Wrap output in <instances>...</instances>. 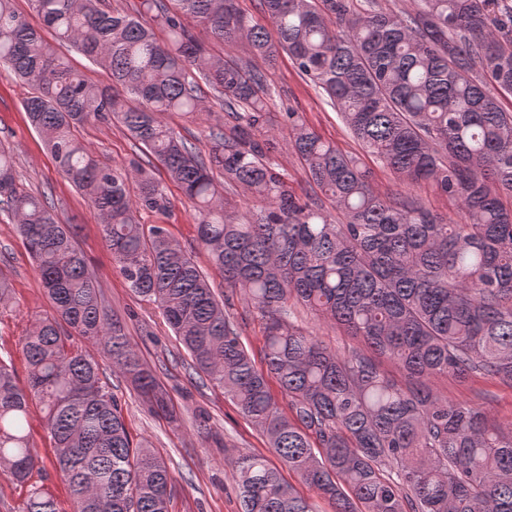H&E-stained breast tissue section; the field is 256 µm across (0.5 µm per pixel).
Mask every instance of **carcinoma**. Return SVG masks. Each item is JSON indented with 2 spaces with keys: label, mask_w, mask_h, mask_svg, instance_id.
I'll use <instances>...</instances> for the list:
<instances>
[{
  "label": "carcinoma",
  "mask_w": 512,
  "mask_h": 512,
  "mask_svg": "<svg viewBox=\"0 0 512 512\" xmlns=\"http://www.w3.org/2000/svg\"><path fill=\"white\" fill-rule=\"evenodd\" d=\"M29 2L38 27L15 0H0V64L31 87L29 121L102 216L129 288L162 309L191 367L224 389L280 462L335 512H512V431L427 385L441 374L512 385V112L498 100L512 96V3L417 0L407 12L358 0H261L270 30L237 0H140L133 14L102 0ZM43 27L107 69L112 85L88 82ZM242 44L247 58L237 55ZM281 51L365 152L404 184L435 187L458 217L412 195H379L358 159L299 113L273 114L268 67ZM202 83L224 106L206 155L163 121L200 114ZM91 119L119 122L191 202L213 267L264 321L266 370L255 368L226 305L167 225L138 221L141 209L169 210L166 187L142 177L133 189L126 170L100 164L77 136ZM281 128L320 196H297L276 167ZM216 168L264 207L249 217L228 209ZM0 205L52 304L24 339L26 382L0 359V473L26 488L20 512H61L31 483L34 399L72 512H170L167 463L132 439L99 363L71 337L99 345L150 411L170 414L168 393L106 306L76 225L59 223L45 196L17 183L2 146ZM291 300L363 349L341 355L292 326ZM381 357L407 385L381 371ZM228 465L241 512H312L267 457Z\"/></svg>",
  "instance_id": "cac0c4a2"
}]
</instances>
